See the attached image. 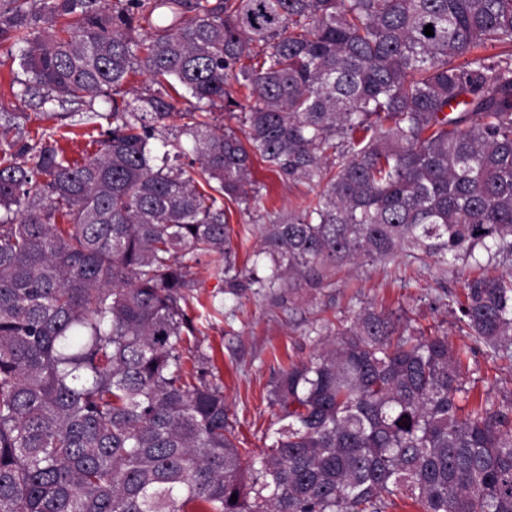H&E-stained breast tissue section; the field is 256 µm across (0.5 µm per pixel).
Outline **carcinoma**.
<instances>
[{"instance_id":"obj_1","label":"carcinoma","mask_w":512,"mask_h":512,"mask_svg":"<svg viewBox=\"0 0 512 512\" xmlns=\"http://www.w3.org/2000/svg\"><path fill=\"white\" fill-rule=\"evenodd\" d=\"M6 42L16 97L107 127L78 162L0 124V512H512V405L470 398L447 338L360 308L280 369L256 468L189 314L202 257L275 299L400 255L511 263L512 0H0ZM256 161L306 192L241 268L224 201ZM454 304L474 345L512 348V274Z\"/></svg>"}]
</instances>
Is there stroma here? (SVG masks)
Listing matches in <instances>:
<instances>
[{"instance_id": "35a3bbf8", "label": "stroma", "mask_w": 512, "mask_h": 512, "mask_svg": "<svg viewBox=\"0 0 512 512\" xmlns=\"http://www.w3.org/2000/svg\"><path fill=\"white\" fill-rule=\"evenodd\" d=\"M20 73L18 60L0 46V115H25L24 126L32 131L39 124L37 100L20 101L10 88ZM254 179L260 190L256 203L224 204L241 265L258 248L269 214L294 209L304 192L303 185L284 180L259 163L254 166ZM479 272L470 262L448 268L430 258L413 263L400 256L364 265L348 276L337 275L331 287L316 292L304 289L293 301L276 304L250 294L240 298L225 294L223 280L206 262L194 264L191 274L203 304L201 339L214 350L227 414L251 461L259 460L278 427V408L270 401L276 373L308 359L320 347L319 337L309 332L311 324L327 318L346 325L363 307L399 318L401 332L447 337L453 348L464 351L475 394L489 395L500 405L512 404V359L470 348L457 313L448 305L449 296L462 295L466 281Z\"/></svg>"}]
</instances>
